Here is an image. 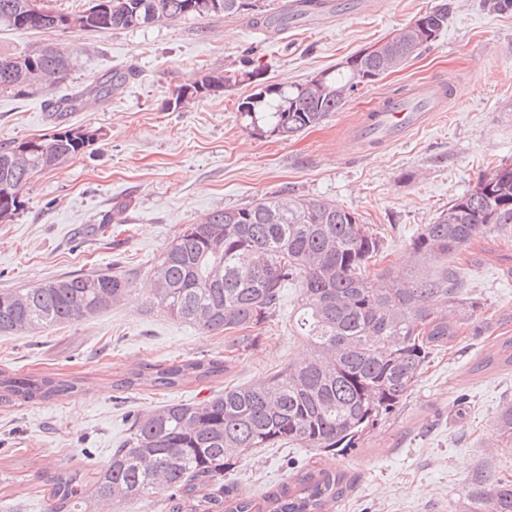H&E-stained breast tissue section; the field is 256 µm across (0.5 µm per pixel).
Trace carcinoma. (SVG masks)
Instances as JSON below:
<instances>
[{
	"mask_svg": "<svg viewBox=\"0 0 512 512\" xmlns=\"http://www.w3.org/2000/svg\"><path fill=\"white\" fill-rule=\"evenodd\" d=\"M29 0H0V28L15 31L96 32L212 15H261L258 0H91L78 14L46 10L33 15ZM454 4L443 0L420 20L432 36L417 40L411 26L400 29L391 59L354 55L351 65L326 72L324 82L268 83L238 104L240 118L254 129L289 137L320 124L340 110L359 72L378 75L399 66L433 42L448 25ZM68 56L49 46L0 56V95L20 96L64 80ZM248 58L243 71L205 74L191 94L220 93L239 78L261 75ZM124 72H107L84 89L48 103L62 119L111 96L124 85ZM96 131L64 127L44 140L0 144V221L15 218L20 194L38 172L84 153ZM23 150L27 162L10 159ZM512 236V163H501L455 198L411 241L414 256L428 254L443 275L419 270L401 275L376 268L384 253L379 233L359 215L322 200L275 196L235 209L212 212L180 229L152 268L150 298L166 316L208 332L256 329L274 316L282 288L301 286L298 335L311 349L265 380L226 387L198 404L171 403L137 413L122 444L112 451L93 486L78 469L53 478L48 512H91L93 500L124 512L130 501L151 503L162 496L168 512H327L348 485L339 473L314 468L296 473L293 485L270 494L269 510L236 494L224 483L243 456L257 448L299 445L320 455H343L407 397L434 350L450 344L477 320L479 304L455 288L456 256L473 242ZM128 293L117 272L71 275L30 288L0 290V335L50 330L106 311ZM227 357H201L131 368L114 387L173 389L218 380ZM485 365L512 366V338ZM81 380L16 376L0 370V404L73 397ZM493 433L512 447V400L493 420ZM464 512H512V480L476 479Z\"/></svg>",
	"mask_w": 512,
	"mask_h": 512,
	"instance_id": "1",
	"label": "carcinoma"
}]
</instances>
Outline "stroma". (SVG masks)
<instances>
[{"instance_id": "stroma-1", "label": "stroma", "mask_w": 512, "mask_h": 512, "mask_svg": "<svg viewBox=\"0 0 512 512\" xmlns=\"http://www.w3.org/2000/svg\"><path fill=\"white\" fill-rule=\"evenodd\" d=\"M338 13L309 24L283 19L285 0H262L279 28L246 15L158 23L134 30H0V53L39 46L68 50L67 78L38 93L0 96V143L50 137L59 123L99 137L85 154L35 174L12 222L0 223V289L95 272H119L132 293L98 315L45 331L0 336V370L78 378L69 398L0 407V512H48L58 466L91 474L125 439L128 416L176 402L199 403L224 387L264 380L300 361L307 345L293 330L298 285L284 288L260 345L237 353L223 380L169 391L116 390L115 375L142 363L213 356L231 340L167 317L144 293L153 266L187 224L255 203L275 192L329 200L359 214L384 239L392 267L412 268L411 240L449 202L500 162H512V10L456 0L448 26L396 71L366 84L322 124L294 136L258 134L241 120L237 82L183 106L174 91L212 70L259 58L261 80L304 82L340 69L442 0H340ZM135 68L111 99L57 120L50 100L102 73ZM436 83L446 111L401 141L377 148L350 130L408 85ZM113 217L102 221L103 214ZM503 245L465 252L460 278L491 333L461 336L430 357L407 398L361 447L328 456L321 468L345 472L352 492L329 512H458L476 470L512 476V447H497L493 417L512 399V367L476 370L512 336V275ZM311 462L308 449L284 445L247 456L233 479L239 496L261 499Z\"/></svg>"}]
</instances>
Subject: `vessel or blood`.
Wrapping results in <instances>:
<instances>
[{"label": "vessel or blood", "instance_id": "vessel-or-blood-1", "mask_svg": "<svg viewBox=\"0 0 512 512\" xmlns=\"http://www.w3.org/2000/svg\"><path fill=\"white\" fill-rule=\"evenodd\" d=\"M447 90L437 85L409 87L402 95L384 100L373 118L356 126L353 133L362 140L379 145L400 139L425 125L430 113L444 111Z\"/></svg>", "mask_w": 512, "mask_h": 512}]
</instances>
